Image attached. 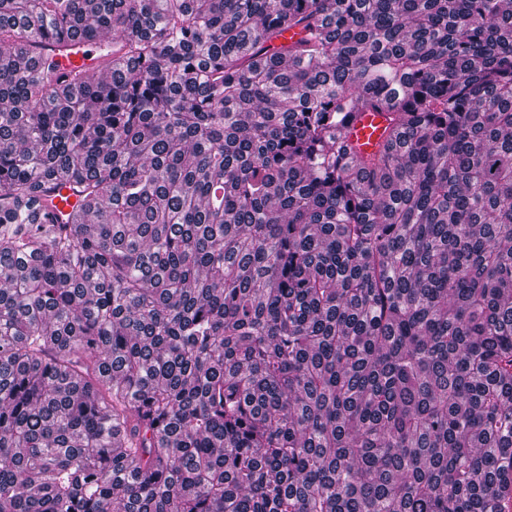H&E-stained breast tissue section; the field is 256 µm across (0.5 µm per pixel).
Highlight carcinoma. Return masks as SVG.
I'll use <instances>...</instances> for the list:
<instances>
[{
	"label": "carcinoma",
	"mask_w": 512,
	"mask_h": 512,
	"mask_svg": "<svg viewBox=\"0 0 512 512\" xmlns=\"http://www.w3.org/2000/svg\"><path fill=\"white\" fill-rule=\"evenodd\" d=\"M1 45L0 512H512V0H0ZM67 56H59V70L61 74L73 76L77 71L84 70L89 73L98 69L102 58H98L94 44L76 38L67 47ZM387 112H390L387 108H382V114L369 112L359 116L362 112H355L359 115L351 124L349 138L353 144L357 145L359 153H371L377 149V144L381 141L383 131L388 125Z\"/></svg>",
	"instance_id": "cac0c4a2"
}]
</instances>
